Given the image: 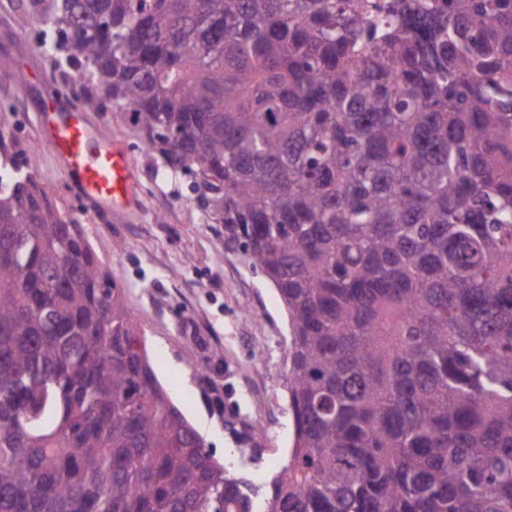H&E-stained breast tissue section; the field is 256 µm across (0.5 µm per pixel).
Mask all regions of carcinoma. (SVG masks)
Here are the masks:
<instances>
[{"mask_svg": "<svg viewBox=\"0 0 512 512\" xmlns=\"http://www.w3.org/2000/svg\"><path fill=\"white\" fill-rule=\"evenodd\" d=\"M28 0L288 313L266 491L0 154V512H512V0Z\"/></svg>", "mask_w": 512, "mask_h": 512, "instance_id": "obj_1", "label": "carcinoma"}]
</instances>
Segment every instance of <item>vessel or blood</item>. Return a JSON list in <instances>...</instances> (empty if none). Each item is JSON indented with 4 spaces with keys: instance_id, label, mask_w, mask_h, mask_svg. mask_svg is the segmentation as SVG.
<instances>
[{
    "instance_id": "vessel-or-blood-1",
    "label": "vessel or blood",
    "mask_w": 512,
    "mask_h": 512,
    "mask_svg": "<svg viewBox=\"0 0 512 512\" xmlns=\"http://www.w3.org/2000/svg\"><path fill=\"white\" fill-rule=\"evenodd\" d=\"M38 122L42 139L53 147L64 175L83 197L111 214L130 207L136 180L121 146L100 142L79 112L54 106L39 113Z\"/></svg>"
}]
</instances>
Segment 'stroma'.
Listing matches in <instances>:
<instances>
[{
  "mask_svg": "<svg viewBox=\"0 0 512 512\" xmlns=\"http://www.w3.org/2000/svg\"><path fill=\"white\" fill-rule=\"evenodd\" d=\"M20 11L21 0H0V116L7 119L0 143L21 162L38 146V180L61 211L79 219L124 289L159 381L215 458L266 485L293 443L284 387L290 328L277 291L225 241L223 225L198 205L190 178L168 172L124 112L87 101L61 65L56 31L21 28ZM23 39L33 48L21 55L16 45ZM53 97L89 114L99 138L126 149L138 181L128 214L101 212L78 195L43 145L37 113Z\"/></svg>",
  "mask_w": 512,
  "mask_h": 512,
  "instance_id": "1",
  "label": "stroma"
}]
</instances>
